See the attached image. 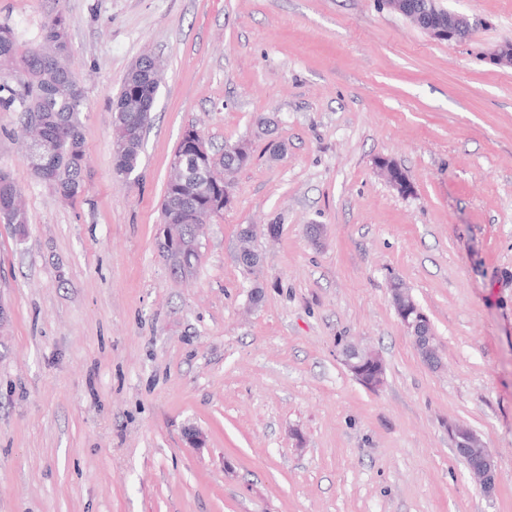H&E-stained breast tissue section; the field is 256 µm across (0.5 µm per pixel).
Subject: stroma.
<instances>
[{"label": "stroma", "mask_w": 512, "mask_h": 512, "mask_svg": "<svg viewBox=\"0 0 512 512\" xmlns=\"http://www.w3.org/2000/svg\"><path fill=\"white\" fill-rule=\"evenodd\" d=\"M444 5L479 26L439 42L384 0H0L23 51L66 16L87 159L84 193L62 201L0 106V169L30 221L20 237L0 220V512H512V68L485 59L512 41V0ZM145 53L165 71L127 183L112 103ZM192 126L217 153L248 140L252 160L180 282L155 236ZM247 224L280 227L257 237L253 275L235 258ZM349 345L379 354L378 388ZM455 424L492 452L493 494Z\"/></svg>", "instance_id": "stroma-1"}]
</instances>
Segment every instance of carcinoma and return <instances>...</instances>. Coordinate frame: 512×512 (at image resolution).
I'll return each instance as SVG.
<instances>
[{
    "label": "carcinoma",
    "instance_id": "obj_1",
    "mask_svg": "<svg viewBox=\"0 0 512 512\" xmlns=\"http://www.w3.org/2000/svg\"><path fill=\"white\" fill-rule=\"evenodd\" d=\"M69 41V27L63 12H57L44 23L39 46L23 53L18 52L14 30L0 25V72L12 75L16 83H0V105L14 108L22 114L20 138H25L30 121V112L37 110L48 119L50 169L53 180L50 185L58 196L73 200L84 192L83 171L86 166L84 135L80 114L84 100L70 95L63 71L46 63L41 54L47 48ZM22 63L27 72L13 69V64ZM145 71L143 78L129 72L117 95L112 120V143L114 169L119 176L129 179L138 170L143 147V136L152 120L155 97L154 89L162 80L159 70ZM147 106L140 112L127 111L126 104L134 102ZM251 161V152L241 156L228 153L222 158L215 153L196 154L191 163L202 173L200 178H184L170 172L161 205V223L181 225V234L195 233L194 215L202 218L217 216L224 211V190L232 188L235 174ZM257 231L248 236L238 234L237 260L242 269L254 273L260 255L253 242ZM458 455L467 466L476 461V454L485 452L481 439L469 428L456 426L454 442Z\"/></svg>",
    "mask_w": 512,
    "mask_h": 512
}]
</instances>
